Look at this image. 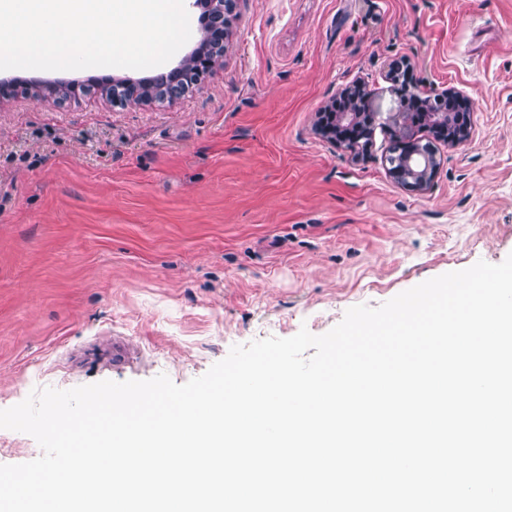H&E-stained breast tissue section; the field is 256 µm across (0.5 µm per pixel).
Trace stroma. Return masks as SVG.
Here are the masks:
<instances>
[{"label": "stroma", "mask_w": 512, "mask_h": 512, "mask_svg": "<svg viewBox=\"0 0 512 512\" xmlns=\"http://www.w3.org/2000/svg\"><path fill=\"white\" fill-rule=\"evenodd\" d=\"M235 55L171 106L0 112V409L37 388L205 374L236 344L322 335L356 305L512 254V0H239ZM470 100L388 170L392 63ZM361 84L372 146L314 132ZM411 112H398L392 129L396 141L394 158L388 161L390 171L397 179L418 189H426L435 170L434 153L427 145L411 149ZM403 153L400 155V153Z\"/></svg>", "instance_id": "1"}]
</instances>
